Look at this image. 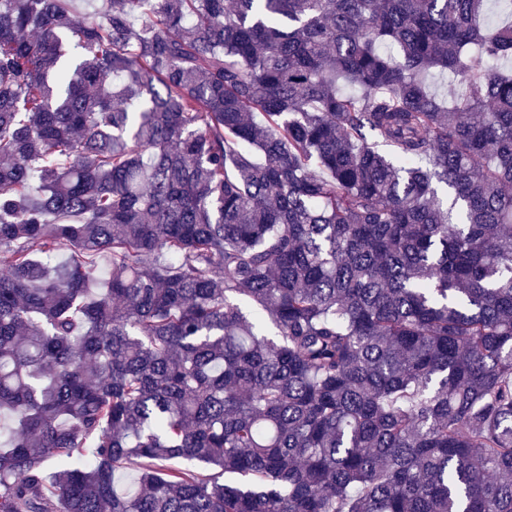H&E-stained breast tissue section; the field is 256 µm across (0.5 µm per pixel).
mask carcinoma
<instances>
[{
	"label": "carcinoma",
	"mask_w": 512,
	"mask_h": 512,
	"mask_svg": "<svg viewBox=\"0 0 512 512\" xmlns=\"http://www.w3.org/2000/svg\"><path fill=\"white\" fill-rule=\"evenodd\" d=\"M74 2L0 0V512H512V0Z\"/></svg>",
	"instance_id": "1"
}]
</instances>
